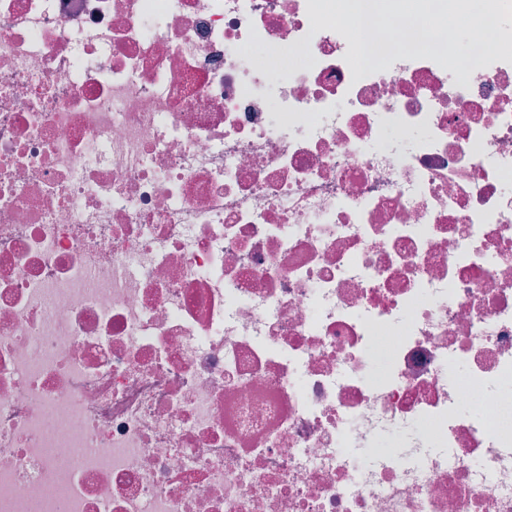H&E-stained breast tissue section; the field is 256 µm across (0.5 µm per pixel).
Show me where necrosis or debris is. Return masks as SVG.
<instances>
[{
	"label": "necrosis or debris",
	"instance_id": "4bbe7bcc",
	"mask_svg": "<svg viewBox=\"0 0 512 512\" xmlns=\"http://www.w3.org/2000/svg\"><path fill=\"white\" fill-rule=\"evenodd\" d=\"M349 3L0 0V512H512V0Z\"/></svg>",
	"mask_w": 512,
	"mask_h": 512
}]
</instances>
